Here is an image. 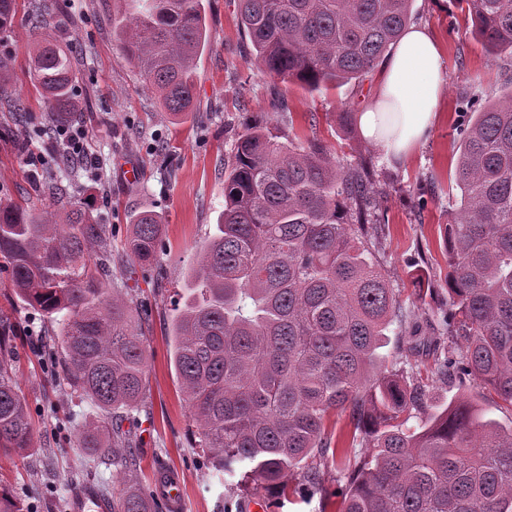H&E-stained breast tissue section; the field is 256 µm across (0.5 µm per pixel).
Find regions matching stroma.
<instances>
[{"mask_svg":"<svg viewBox=\"0 0 512 512\" xmlns=\"http://www.w3.org/2000/svg\"><path fill=\"white\" fill-rule=\"evenodd\" d=\"M211 46L196 69L192 112L182 119L166 112L126 59L112 31L117 0H55L54 22L64 40L82 49L75 87L86 109L77 124L88 137V166L49 164L34 128L44 123L27 45L32 39L29 0H17L11 84L28 110L16 113L0 99V199L29 200L44 207L34 176L53 166L76 197L89 200L106 224L113 248H121L133 214L151 210L165 226L157 258L149 270L113 262L105 287L127 289L134 305L145 306V399L129 411L138 437L141 466L136 480L153 486L163 470L179 473L187 512H250L263 503L268 512H338L337 493L346 478L342 463L312 457L320 493L300 494L302 473L286 488H240L214 467L182 399L171 362L167 327L197 247L213 232L224 208V175L232 149L246 124L259 121L282 139H315L327 145L337 164L367 160L375 171V191L364 237L380 270L405 310L419 313L428 344L439 342L438 317L448 308L447 256L443 240L455 208L456 120L464 96L489 101L512 89V58L492 56L470 34L461 14L441 11L435 0H413L409 20L426 24L444 52L445 89L425 141L400 161H391L363 141L341 115L358 112L375 90L380 69L363 82L351 81L311 91L269 75L250 53L239 22L237 0H203ZM135 168V180L126 177ZM57 326L15 300L0 271V333L12 339L19 386L31 413L34 440L50 457L0 456V486L24 501L28 512H71L70 498L89 489L108 498L115 487L110 458L80 448L78 434L106 414L75 392L62 371L44 370L39 338Z\"/></svg>","mask_w":512,"mask_h":512,"instance_id":"35a3bbf8","label":"stroma"}]
</instances>
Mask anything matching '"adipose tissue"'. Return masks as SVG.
Instances as JSON below:
<instances>
[{
    "label": "adipose tissue",
    "instance_id": "1",
    "mask_svg": "<svg viewBox=\"0 0 512 512\" xmlns=\"http://www.w3.org/2000/svg\"><path fill=\"white\" fill-rule=\"evenodd\" d=\"M443 55L430 29L409 25L387 60L379 85L356 115L362 139L397 161L425 140L436 116Z\"/></svg>",
    "mask_w": 512,
    "mask_h": 512
}]
</instances>
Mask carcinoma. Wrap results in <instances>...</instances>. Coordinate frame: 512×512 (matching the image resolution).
<instances>
[{
    "mask_svg": "<svg viewBox=\"0 0 512 512\" xmlns=\"http://www.w3.org/2000/svg\"><path fill=\"white\" fill-rule=\"evenodd\" d=\"M112 16L125 57L162 107L191 112L196 63L210 47L202 0H119ZM412 0H239L255 59L271 75L312 90L357 80L391 50ZM492 55L512 56V0H451ZM53 0H31L29 45L43 99L47 148L68 146L57 126L81 111L73 43L52 30ZM16 0H0V43L14 30ZM10 52H0V97L12 95ZM459 207L445 227L449 337L433 353L431 381L479 382L512 408V91L461 104ZM216 232L196 250L169 333L183 400L199 438L237 484L278 486L317 454L347 471L341 512H512V426L459 397L427 408L409 361L383 353L390 327L421 346L356 225L371 206L373 170L341 168L322 143L283 142L261 124L235 142ZM51 210L0 202V258L23 303L58 326L70 386L110 413L90 423L82 448L112 457L121 473L140 465L124 411L144 395L142 322L122 288L102 281L112 240L92 204L40 180ZM162 217L141 213L122 247L125 262L153 265ZM348 412L349 441L332 447L325 419ZM365 449L351 455L355 447ZM34 448L27 403L0 337V455ZM151 491L126 486L112 512H160Z\"/></svg>",
    "mask_w": 512,
    "mask_h": 512,
    "instance_id": "obj_1",
    "label": "carcinoma"
}]
</instances>
